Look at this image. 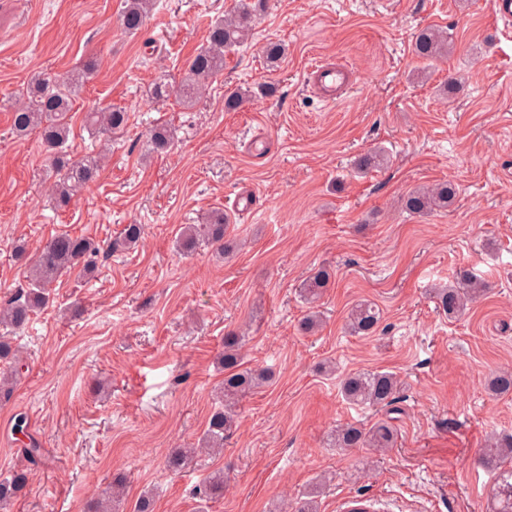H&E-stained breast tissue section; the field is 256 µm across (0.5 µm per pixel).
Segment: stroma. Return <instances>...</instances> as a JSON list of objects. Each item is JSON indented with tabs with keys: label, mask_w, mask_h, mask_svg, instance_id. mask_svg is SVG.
<instances>
[{
	"label": "stroma",
	"mask_w": 512,
	"mask_h": 512,
	"mask_svg": "<svg viewBox=\"0 0 512 512\" xmlns=\"http://www.w3.org/2000/svg\"><path fill=\"white\" fill-rule=\"evenodd\" d=\"M235 0H157L136 35L120 25L121 0H0V303L26 282L14 257L66 231L107 244L127 224L144 227L134 250L102 254L94 276L64 274L46 309L7 338L22 371L0 399V479L41 463L27 491L0 512H81L127 477L129 500L152 491L154 512H291L319 489L320 512H493L496 470L487 439L512 435V394L487 381L512 369V31L489 0H262L248 43L190 104L177 89L207 29ZM428 26L450 51L432 62L414 42ZM270 41L286 58L272 68ZM98 63L73 103L76 157L105 151L97 183L59 205L37 135L11 132V108L34 73ZM321 60L351 65L349 93L328 104L305 82ZM461 81L455 95L442 94ZM172 89L162 101L154 83ZM273 86L241 109L225 92ZM124 108L111 142L84 130L86 112ZM175 131L149 153L156 122ZM263 152H254V140ZM383 152L382 168L353 162ZM453 180L448 210L409 216L404 195ZM253 191L250 212L236 196ZM223 212L236 247L177 244L181 227ZM327 267L333 283L315 303L300 285ZM467 267L489 292L460 318L436 307L434 290ZM383 313L379 332L353 336L358 302ZM323 317L299 329L309 309ZM244 336L249 367L272 373L247 394L223 454L200 455L180 474L171 449L194 447L217 407V357L228 332ZM390 371L403 387L394 412L347 403L342 377ZM27 419L16 433V415ZM390 419L393 448H337L347 424ZM224 495L200 497L215 471Z\"/></svg>",
	"instance_id": "1"
}]
</instances>
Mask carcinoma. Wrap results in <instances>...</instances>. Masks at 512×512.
<instances>
[{
    "mask_svg": "<svg viewBox=\"0 0 512 512\" xmlns=\"http://www.w3.org/2000/svg\"><path fill=\"white\" fill-rule=\"evenodd\" d=\"M153 0H123L120 22L128 34L138 33L145 25L153 9ZM254 3L251 0H238L233 11L215 20L208 31L206 44L188 62L184 80L178 94L184 101L195 98L207 80L224 70V53L246 43L251 33L254 16ZM415 54L427 60L448 55V38L443 32L426 27L419 31L414 43ZM95 64L90 63L77 76H59L43 72L33 77L28 84L27 99L15 106L12 112V130L22 136L31 131L38 132L53 169L58 174L56 192L58 202L66 204L70 194L80 188L94 184L101 172V160L97 155L81 160L70 158L69 141L73 134L69 113L72 102L79 92V80L88 79ZM256 96L251 90L240 88L230 90L224 95V109L236 111L247 100ZM129 122V114L121 108H109L97 112H88L84 116V125L99 134L122 132ZM172 129L164 124L155 125L150 131V152L162 154L173 141ZM384 162L380 152H368L360 155L355 165L360 170L375 168ZM457 197V186L450 180H444L431 186L421 187L408 193L403 199L404 209L411 215H426L434 210L447 209ZM224 214L214 213L206 218L204 224H192L182 229L179 246L185 252H192L198 244V237L204 236L220 249L227 252L232 242L225 239ZM143 237V225L126 224L113 241L110 250H129L134 248ZM100 246L83 236H74L61 232L51 237L34 254L29 264L28 283L19 289L5 303L0 305V326L14 329L26 326L36 312L49 302L47 288L64 271L77 269L90 275L97 268ZM333 275L325 267L311 273L301 285L305 300L316 302L332 283ZM487 290V282L477 277L470 269L460 267L452 283L435 290L437 308L450 318L461 315L468 303ZM383 315L377 305L362 302L351 308L347 317V326L357 336H372L380 328ZM0 359H11L13 371L0 379V395L10 394V384L19 372V360L10 342L0 336ZM224 368V379L219 387L220 406L209 416L203 444L206 450L220 452L224 441L235 426V410L240 400L250 392L269 381L271 374L265 370L244 366L241 352V337L230 332L224 336V351L220 356ZM492 394L512 393V371L504 370L493 376L488 383ZM401 383L390 372L353 373L341 381V394L353 403L369 407H384L398 400ZM394 430L381 420L365 428L347 425L336 433L338 448H378L392 446ZM196 453L194 448H176L167 460L173 472L182 470ZM482 463L500 469L499 481L493 489L498 503L497 512H512V436L494 440L484 450ZM32 469L29 467L13 471L10 477L0 481V503H6L19 496L30 485ZM201 491L207 496L224 492V471L209 475ZM125 492L123 477L113 479L112 489L104 491L88 500L82 512H114L116 504L121 502Z\"/></svg>",
    "mask_w": 512,
    "mask_h": 512,
    "instance_id": "1",
    "label": "carcinoma"
}]
</instances>
